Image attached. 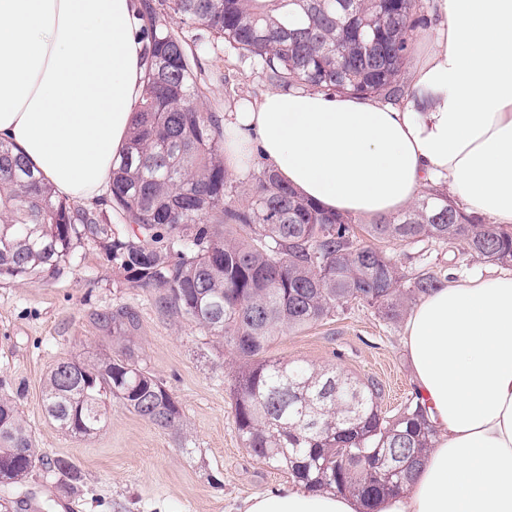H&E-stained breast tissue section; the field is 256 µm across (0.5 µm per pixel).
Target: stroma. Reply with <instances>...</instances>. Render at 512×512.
Instances as JSON below:
<instances>
[{"label": "stroma", "mask_w": 512, "mask_h": 512, "mask_svg": "<svg viewBox=\"0 0 512 512\" xmlns=\"http://www.w3.org/2000/svg\"><path fill=\"white\" fill-rule=\"evenodd\" d=\"M200 63L209 109L223 111L269 88L256 64L226 47ZM463 251L459 243L431 241L389 248L408 272L426 265L453 269L458 278L492 272L491 264L463 259ZM125 305L139 315L134 342L141 366L181 405L180 430L160 429L111 402L97 435L71 436L46 415L43 382L58 360L119 356L120 344L94 317ZM403 328L352 303L323 322L280 331L268 354L376 378L386 390L385 408L393 411L416 388ZM238 367L215 338L159 314L153 296L131 287L97 242L79 244L56 278L0 281V393L14 397L37 447L72 461L83 476L78 491L67 493L58 476L38 467L21 482L0 483V502L21 505V512H241L250 496L291 485L288 474L241 444L229 386Z\"/></svg>", "instance_id": "stroma-1"}]
</instances>
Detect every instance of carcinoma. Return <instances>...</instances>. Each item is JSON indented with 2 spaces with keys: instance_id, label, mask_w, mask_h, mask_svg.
<instances>
[{
  "instance_id": "carcinoma-1",
  "label": "carcinoma",
  "mask_w": 512,
  "mask_h": 512,
  "mask_svg": "<svg viewBox=\"0 0 512 512\" xmlns=\"http://www.w3.org/2000/svg\"><path fill=\"white\" fill-rule=\"evenodd\" d=\"M421 9L420 0H138L145 94L103 199L129 223L124 235L107 212L56 196L0 142V280L57 276L78 243L102 242L163 315L221 341L241 362L230 390L242 445L307 490L358 499L363 512L404 493L433 447L419 393L388 415L380 381L265 353L276 332L314 325L350 302L398 322L441 286V274L407 275L386 250L358 240L351 217L324 210L270 169L236 197L221 116L201 102L198 50L211 41L198 31L257 61L273 86L397 102L409 92L401 75ZM361 229L379 243H461L474 260L512 264V232L465 213L440 188ZM97 322L124 343L121 355L57 362L42 390L47 416L90 438L109 400L179 431V402L135 355L137 311L121 307ZM39 465L59 474L66 491L82 482L73 463L35 447L16 404L0 393V483Z\"/></svg>"
}]
</instances>
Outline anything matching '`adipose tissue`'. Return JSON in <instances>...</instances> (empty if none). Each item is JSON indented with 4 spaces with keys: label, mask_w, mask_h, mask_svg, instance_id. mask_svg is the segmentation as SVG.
Here are the masks:
<instances>
[{
    "label": "adipose tissue",
    "mask_w": 512,
    "mask_h": 512,
    "mask_svg": "<svg viewBox=\"0 0 512 512\" xmlns=\"http://www.w3.org/2000/svg\"><path fill=\"white\" fill-rule=\"evenodd\" d=\"M133 0H0V140L56 191L100 197L145 86ZM412 92L388 103L305 86L224 113V159L253 157L323 208L372 222L430 187L512 225V0H432ZM404 342L438 429L417 477L377 512H512V273L453 280ZM282 488L243 512H359Z\"/></svg>",
    "instance_id": "ef3b65f1"
}]
</instances>
